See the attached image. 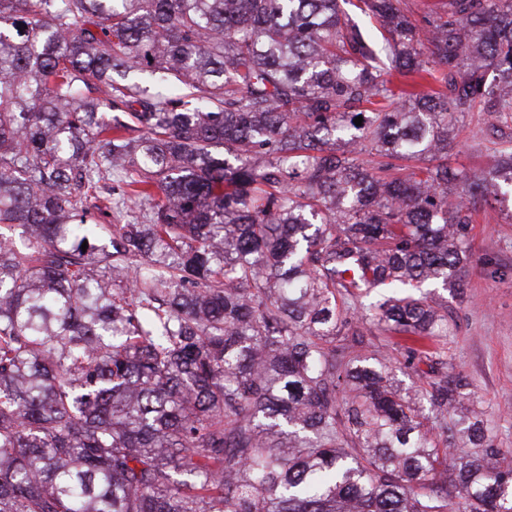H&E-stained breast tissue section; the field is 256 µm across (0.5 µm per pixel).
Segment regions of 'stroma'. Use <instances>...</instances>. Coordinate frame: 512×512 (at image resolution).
<instances>
[{"label":"stroma","instance_id":"1","mask_svg":"<svg viewBox=\"0 0 512 512\" xmlns=\"http://www.w3.org/2000/svg\"><path fill=\"white\" fill-rule=\"evenodd\" d=\"M512 127L494 129L490 117L473 112L448 149V167L477 173L494 162ZM473 260L460 291L435 289L433 298L448 314V333L433 346L442 352L445 372L463 376L467 391L489 418V434L501 448L512 450V220L495 207H485L472 231ZM402 337L372 329L362 353L393 357L396 381L425 382L432 374L428 360L404 362Z\"/></svg>","mask_w":512,"mask_h":512}]
</instances>
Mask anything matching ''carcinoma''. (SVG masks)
I'll return each mask as SVG.
<instances>
[{"mask_svg": "<svg viewBox=\"0 0 512 512\" xmlns=\"http://www.w3.org/2000/svg\"><path fill=\"white\" fill-rule=\"evenodd\" d=\"M471 112L512 0H0V512H512L463 380L353 352L448 329L512 198V147L444 162ZM370 330L371 333L367 332L365 344L362 347H357V350L369 355L380 351L393 357V362H396L394 371L396 381H402L404 385H408L413 379L418 384H422L430 376H433V369L430 367L432 362L425 358H422L421 361L416 359L413 365L406 367L407 365L404 362L405 350L406 346L410 344H407L401 336L383 332L373 326Z\"/></svg>", "mask_w": 512, "mask_h": 512, "instance_id": "cac0c4a2", "label": "carcinoma"}]
</instances>
